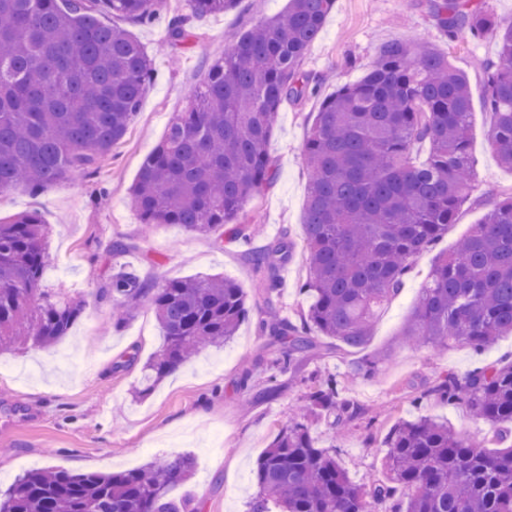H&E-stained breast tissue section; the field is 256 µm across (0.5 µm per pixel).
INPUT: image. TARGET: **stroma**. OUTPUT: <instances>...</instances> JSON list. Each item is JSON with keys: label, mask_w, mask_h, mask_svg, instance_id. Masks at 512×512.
<instances>
[{"label": "stroma", "mask_w": 512, "mask_h": 512, "mask_svg": "<svg viewBox=\"0 0 512 512\" xmlns=\"http://www.w3.org/2000/svg\"><path fill=\"white\" fill-rule=\"evenodd\" d=\"M288 0H240L237 9L195 23L191 44L157 51L172 16L189 12L187 0H168L164 13L130 31L154 55L151 85L128 134L107 162V177L78 174L34 194L23 187L0 194V220L38 212L50 226L49 260L43 285L83 297L88 306L68 336L49 348L21 347L0 353V494L16 478L40 469L108 474L156 459L188 455L196 467L171 488L189 496L201 512H246L256 492L257 458L320 379L344 376L350 364L380 349L391 354L372 376L346 386L345 396L361 414L343 430L323 420L313 427L319 446L331 447L355 483L366 486L383 475L384 451L375 444L399 420L431 416L448 421L467 437L490 444L488 424L466 405L421 391L447 372L463 376L474 368L512 360V334L490 348L466 346L433 351L399 344L398 335L417 301L419 289L437 258L450 252L498 199L512 193V170L499 165L490 148L489 119L483 105L486 75L475 61L495 58L493 40H448L431 15L429 0H336L303 68L318 80L322 94L359 81L374 65L381 45L427 41L465 71L473 92L471 155L475 191L455 224L414 262L401 293L378 315L370 342L337 348L321 339L318 350L280 376L276 393L263 397L266 362L274 354L260 328L269 311L290 319L310 303L300 286L306 277L302 257L279 273L281 286L266 293L248 261L249 251L282 234L302 238L308 175L301 148L313 125L319 97L286 102L280 109L268 150L276 177L244 207L240 220L257 222L249 242L217 245L174 224L144 226L130 188L146 156L162 140L171 116L182 111L220 58L233 35L282 12ZM130 249L112 253L111 243ZM136 268L153 283L184 277L221 275L243 288L252 313L234 338L220 348L198 352L177 372L142 393L140 371L162 345V332L150 308H142L122 327L112 326V304L96 294L113 268ZM138 360L126 368L116 361L129 352Z\"/></svg>", "instance_id": "obj_1"}]
</instances>
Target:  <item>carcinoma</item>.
Returning <instances> with one entry per match:
<instances>
[{
  "mask_svg": "<svg viewBox=\"0 0 512 512\" xmlns=\"http://www.w3.org/2000/svg\"><path fill=\"white\" fill-rule=\"evenodd\" d=\"M202 18L240 0H188ZM336 0H288V10L244 29L209 67L187 107L170 121L142 163L132 201L145 224H176L223 241H248L238 223L245 203L274 179L268 152L286 100L317 92L303 62ZM166 0H0V193L37 191L75 174L98 175L139 112L153 58L123 26L151 21ZM450 40L490 37L497 59L487 75L490 143L512 168V25L497 24L475 0H432ZM195 37L189 18H172L165 39ZM472 92L466 75L424 41L390 42L358 82L320 102L302 146L308 169L303 227L311 297L294 323L260 321L280 344L268 366L266 393L279 375L326 336L362 347L379 311L402 290L413 262L435 245L469 199ZM47 224L36 212L0 222V350L48 346L66 336L85 301L42 287L49 257ZM286 234L251 253L269 293L294 258ZM97 298L123 316L149 305L161 326V350L141 369L143 391L191 359L202 346L230 341L251 309L235 282L199 276L156 287L136 270H113ZM512 333V195L493 204L433 266L401 336L406 345L477 351ZM385 354L350 368L369 377ZM467 405L492 430L512 422V362L458 377L443 374L417 400ZM323 413L341 425L359 408L334 376L306 395L302 420L283 428L256 462L257 492L248 512H512V448L488 451L448 426L421 417L398 421L380 440L383 478L354 484L311 435ZM193 465L169 457L112 474L36 471L0 498V512H196L169 495Z\"/></svg>",
  "mask_w": 512,
  "mask_h": 512,
  "instance_id": "carcinoma-1",
  "label": "carcinoma"
}]
</instances>
